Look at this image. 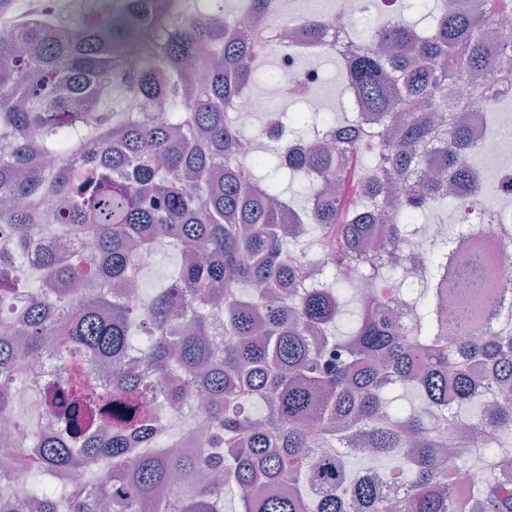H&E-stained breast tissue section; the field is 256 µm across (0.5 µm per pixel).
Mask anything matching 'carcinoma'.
<instances>
[{"label": "carcinoma", "instance_id": "obj_1", "mask_svg": "<svg viewBox=\"0 0 512 512\" xmlns=\"http://www.w3.org/2000/svg\"><path fill=\"white\" fill-rule=\"evenodd\" d=\"M112 2L72 24L49 0H0V15L30 14L0 36V281L49 233L94 239L108 259L49 252L0 293V318L16 319L0 416L37 438L0 470V512H224L230 490L242 512H512V311L485 334L497 272L480 251L438 285L408 268L453 242L428 239L422 216L480 204L470 102L449 103L448 87L474 97L492 55L512 63L492 37L512 0H422L425 33L396 16L341 59L381 131L327 112L270 155L242 149L227 107L265 71L254 23H288L290 0H237L227 16L224 0H122L115 15ZM269 170L299 182L302 209ZM393 197L403 209L376 242ZM160 249L180 265L145 304L105 288ZM322 253L333 266L314 283ZM350 290L360 315L339 337ZM49 349L55 372L32 370L17 409L24 366ZM163 407L186 418L162 428ZM199 427L200 447L175 452Z\"/></svg>", "mask_w": 512, "mask_h": 512}]
</instances>
